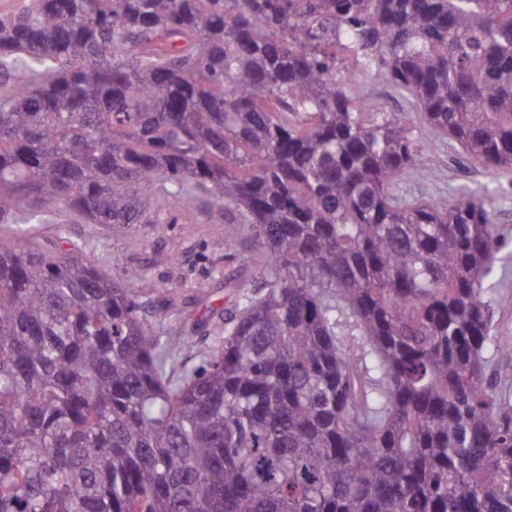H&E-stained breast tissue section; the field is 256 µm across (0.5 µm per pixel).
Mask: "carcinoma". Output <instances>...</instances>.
Listing matches in <instances>:
<instances>
[{"instance_id":"1","label":"carcinoma","mask_w":512,"mask_h":512,"mask_svg":"<svg viewBox=\"0 0 512 512\" xmlns=\"http://www.w3.org/2000/svg\"><path fill=\"white\" fill-rule=\"evenodd\" d=\"M353 66L408 105L381 112ZM512 172V0H29L0 13V224L248 225L201 363L144 302L0 242V512H512L501 236L418 200L411 113Z\"/></svg>"}]
</instances>
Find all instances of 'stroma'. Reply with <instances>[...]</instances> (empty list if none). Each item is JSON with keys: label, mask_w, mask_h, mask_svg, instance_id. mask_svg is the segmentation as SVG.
Wrapping results in <instances>:
<instances>
[{"label": "stroma", "mask_w": 512, "mask_h": 512, "mask_svg": "<svg viewBox=\"0 0 512 512\" xmlns=\"http://www.w3.org/2000/svg\"><path fill=\"white\" fill-rule=\"evenodd\" d=\"M417 157L408 183L412 197L452 198L460 192L488 194L495 199V222L502 244L495 267L512 288V180L490 177L467 160L461 148L417 121ZM45 246L64 239L77 243L86 260L104 273L123 278L137 271L130 286L141 300L167 295L182 312L195 316H233L237 308L224 286L226 275L241 265L252 249L245 225L218 226L201 202L168 203L152 224H88L71 220L31 227ZM491 339L500 349L497 371L507 372L512 388V301H493Z\"/></svg>", "instance_id": "35a3bbf8"}]
</instances>
